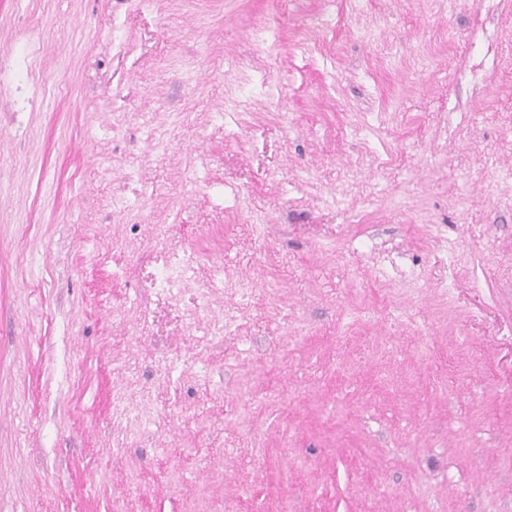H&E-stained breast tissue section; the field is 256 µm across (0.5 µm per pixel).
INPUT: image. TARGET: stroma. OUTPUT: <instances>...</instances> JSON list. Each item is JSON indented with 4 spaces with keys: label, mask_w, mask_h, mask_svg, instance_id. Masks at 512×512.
Instances as JSON below:
<instances>
[{
    "label": "stroma",
    "mask_w": 512,
    "mask_h": 512,
    "mask_svg": "<svg viewBox=\"0 0 512 512\" xmlns=\"http://www.w3.org/2000/svg\"><path fill=\"white\" fill-rule=\"evenodd\" d=\"M0 512H512V0H0Z\"/></svg>",
    "instance_id": "obj_1"
}]
</instances>
